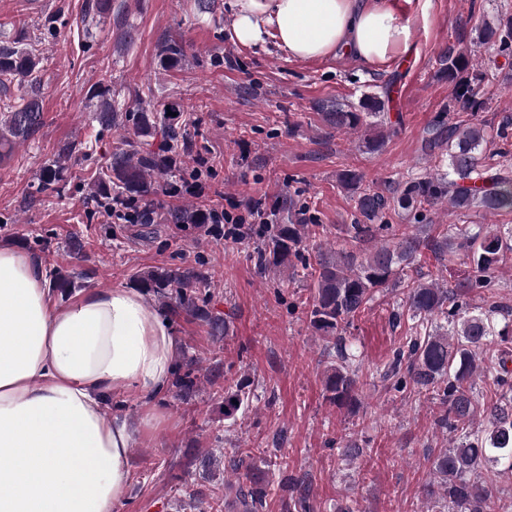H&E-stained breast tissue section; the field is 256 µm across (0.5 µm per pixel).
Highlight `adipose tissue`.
<instances>
[{"mask_svg":"<svg viewBox=\"0 0 512 512\" xmlns=\"http://www.w3.org/2000/svg\"><path fill=\"white\" fill-rule=\"evenodd\" d=\"M237 42L273 41L289 59L380 65L415 48L392 0H227ZM29 254L0 248V512H118L137 430L105 398L136 390L149 410L173 370L171 323L139 291L58 305Z\"/></svg>","mask_w":512,"mask_h":512,"instance_id":"ef3b65f1","label":"adipose tissue"}]
</instances>
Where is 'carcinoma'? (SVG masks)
Segmentation results:
<instances>
[{
    "mask_svg": "<svg viewBox=\"0 0 512 512\" xmlns=\"http://www.w3.org/2000/svg\"><path fill=\"white\" fill-rule=\"evenodd\" d=\"M479 44L496 54H512V15L488 24ZM186 56V45L170 40L160 51L161 62L173 65ZM41 50L25 39L0 43V162L10 158L15 145L34 137L43 125L40 93ZM441 73L454 86L458 113L440 115L428 127L425 148L447 163V170L400 180L380 193L363 185V175L355 170L340 174L341 186L352 194L358 217L347 225V238L336 247L310 257L309 242L320 225L312 217H299L290 224H263L253 241L241 243L252 248V256L263 272L279 273L302 267L312 280L309 321L316 334L328 340L336 354L325 381L329 402L338 407L356 404L359 364L348 351L342 336L344 327L374 300L376 294L399 288L395 322L408 316L411 324L408 350H397L387 365L384 377L394 380L400 391L411 385L441 406L437 425L452 434L448 448L429 458L430 472L438 479L447 512H507L493 477L503 470L512 472V372L506 368V354L512 344V306L490 303L472 306L467 301L473 291L492 293L499 254L512 251V226L488 230L481 224H448L432 241L441 255L452 260L465 257L471 264L467 285L461 289L441 288L437 283H422L405 270L415 264L421 241L407 232L406 224H391L387 216L396 210L418 215L439 203L455 212L479 207L494 214L512 210V151L501 148L498 159L490 161L485 149L493 137L512 138V119L493 126L478 119L487 109L478 88L486 72L475 67L472 56L455 46L442 57ZM91 98L97 100L93 120L101 129L116 125L132 136L128 148L112 153L105 176L93 188L94 196L112 199V192L131 202H141L157 190L155 176L179 170L181 159L178 133L168 123V112L181 113L178 103L160 111L142 107L123 112L112 99V90L102 83L94 86ZM391 98L367 95L359 109L323 113L326 123L338 130L361 128L368 131L364 147L380 149L395 133L385 112ZM66 160L47 161L35 183V193L52 196L61 193L66 183ZM379 239L373 248L356 253L349 244ZM82 273L57 269L51 275V288L68 296ZM137 286L169 307L175 315L185 314L207 327L211 336H222L225 321L209 309L203 272L194 268H156L136 277ZM498 360L500 373L494 381V397L478 406L476 398L477 361ZM202 383L195 360L178 364L171 387L186 397ZM249 383L240 382L224 390V420L235 422L238 412L249 401ZM236 480L224 482V494H232L243 512H264L270 506L272 491L279 487L291 491L288 512H314L303 481L287 477L279 484L254 472L251 457L242 452L228 461Z\"/></svg>",
    "mask_w": 512,
    "mask_h": 512,
    "instance_id": "carcinoma-1",
    "label": "carcinoma"
}]
</instances>
